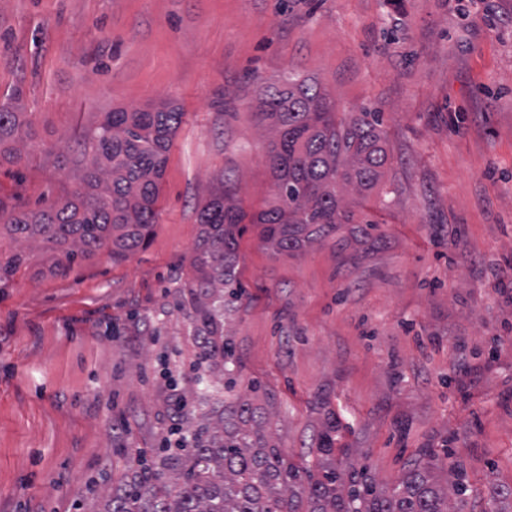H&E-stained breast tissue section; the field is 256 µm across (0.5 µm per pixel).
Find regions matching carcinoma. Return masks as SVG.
I'll list each match as a JSON object with an SVG mask.
<instances>
[{"mask_svg": "<svg viewBox=\"0 0 512 512\" xmlns=\"http://www.w3.org/2000/svg\"><path fill=\"white\" fill-rule=\"evenodd\" d=\"M22 97L14 88L9 103L0 105V165L24 162L38 139L32 113L19 111ZM183 115L167 102L103 112L83 134L79 155L57 159L61 168L72 164L76 191L41 210L0 203V234L20 244L0 253V284L27 269L22 244L30 241L58 253L54 272L104 247L114 261L146 248ZM256 116L263 132L272 134L266 153L275 179L272 199L248 212L222 188L209 193L198 210L201 237L181 293L199 348L194 367L222 372L224 406L196 422L185 401H176L178 442H165L150 460L131 455L132 477L104 490L100 512H465L468 487L453 466H417L388 493L377 490L371 477L333 465L316 477L269 443L258 408L232 396L238 384L235 347L219 308L229 311L241 298L242 225L260 226L263 242L290 255L326 239L338 224H370L356 218L344 197L367 196L388 162L375 113L339 117L335 104L307 79L290 76L287 85L268 89ZM436 470L445 473V484L435 479Z\"/></svg>", "mask_w": 512, "mask_h": 512, "instance_id": "1", "label": "carcinoma"}]
</instances>
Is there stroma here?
I'll return each mask as SVG.
<instances>
[{
	"instance_id": "35a3bbf8",
	"label": "stroma",
	"mask_w": 512,
	"mask_h": 512,
	"mask_svg": "<svg viewBox=\"0 0 512 512\" xmlns=\"http://www.w3.org/2000/svg\"><path fill=\"white\" fill-rule=\"evenodd\" d=\"M291 75L341 114L380 112L389 158L368 234L340 224L282 256L256 227L241 237L225 323L237 393L313 473L363 469L388 490L446 458L470 512H512L493 498L512 487V0H0V104L21 87L41 134L0 166L7 204L74 191L55 155L101 113L168 100L184 114L145 250L56 273L32 244L0 288V512H84L130 477L121 448L171 434L163 372L208 412L179 303L197 209L222 185L250 212L272 196L254 106Z\"/></svg>"
}]
</instances>
